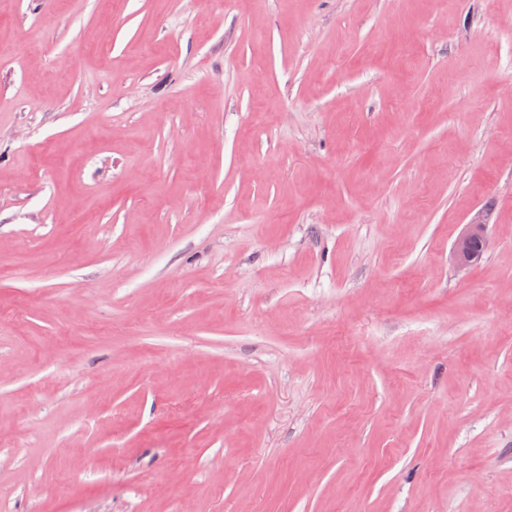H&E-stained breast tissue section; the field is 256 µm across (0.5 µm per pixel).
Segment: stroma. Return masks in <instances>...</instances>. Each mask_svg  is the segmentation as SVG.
I'll return each instance as SVG.
<instances>
[{
  "instance_id": "35a3bbf8",
  "label": "stroma",
  "mask_w": 512,
  "mask_h": 512,
  "mask_svg": "<svg viewBox=\"0 0 512 512\" xmlns=\"http://www.w3.org/2000/svg\"><path fill=\"white\" fill-rule=\"evenodd\" d=\"M0 512H512V0H0Z\"/></svg>"
}]
</instances>
